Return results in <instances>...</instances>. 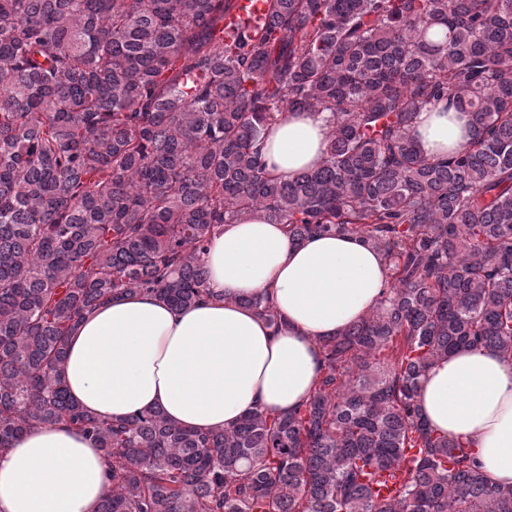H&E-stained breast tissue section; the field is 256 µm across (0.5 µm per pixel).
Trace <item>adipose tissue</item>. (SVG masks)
I'll list each match as a JSON object with an SVG mask.
<instances>
[{"mask_svg": "<svg viewBox=\"0 0 512 512\" xmlns=\"http://www.w3.org/2000/svg\"><path fill=\"white\" fill-rule=\"evenodd\" d=\"M329 115L286 113L265 134L268 170L288 179L325 157ZM425 155L465 147L471 117L430 109L413 123ZM207 300L174 308L151 294L114 298L87 313L68 340L64 378L82 407L108 419L158 411L206 432L256 410L285 414L307 401L323 371L317 341L377 305L382 254L354 235L294 245L263 219L225 225L203 256ZM268 296L269 326L241 296ZM419 402L438 433L468 443L486 478L512 484V361L461 350L424 375ZM109 486L102 453L66 425L30 429L0 454V512H98Z\"/></svg>", "mask_w": 512, "mask_h": 512, "instance_id": "obj_1", "label": "adipose tissue"}]
</instances>
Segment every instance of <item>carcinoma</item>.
I'll return each mask as SVG.
<instances>
[{
	"mask_svg": "<svg viewBox=\"0 0 512 512\" xmlns=\"http://www.w3.org/2000/svg\"><path fill=\"white\" fill-rule=\"evenodd\" d=\"M234 6L0 0V451L82 432L110 471L99 512H512V486L418 404L460 348L512 359V0H268L260 38L224 31ZM443 99L475 136L432 158L412 124ZM315 111L322 164L271 176L256 143ZM251 217L293 244L357 235L388 264L384 299L318 340L309 399L204 433L80 408L62 373L83 315L201 301V255ZM226 301L280 324L261 295Z\"/></svg>",
	"mask_w": 512,
	"mask_h": 512,
	"instance_id": "carcinoma-1",
	"label": "carcinoma"
}]
</instances>
